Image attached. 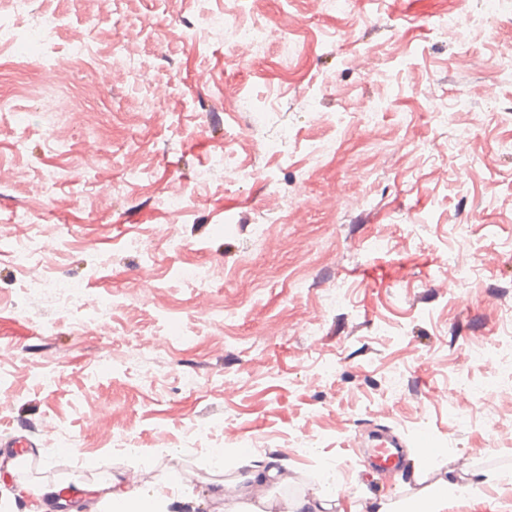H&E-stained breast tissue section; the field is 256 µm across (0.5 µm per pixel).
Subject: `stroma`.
Instances as JSON below:
<instances>
[{
	"mask_svg": "<svg viewBox=\"0 0 512 512\" xmlns=\"http://www.w3.org/2000/svg\"><path fill=\"white\" fill-rule=\"evenodd\" d=\"M466 3L462 46L453 0H0V512L43 483L107 512L93 488L114 475L202 512L318 491L332 512H408L448 480L466 493L442 512L512 507V381L469 356L512 323V14ZM92 13L106 41L67 65ZM239 20L266 27L260 49L235 44ZM226 150L248 179L213 169ZM22 210L33 223H11ZM34 234L56 283L37 295L12 254ZM189 264L210 286L180 279ZM376 428L401 437L402 466L372 468ZM244 455L281 460L288 484L245 494ZM226 481L240 495L210 497Z\"/></svg>",
	"mask_w": 512,
	"mask_h": 512,
	"instance_id": "obj_1",
	"label": "stroma"
}]
</instances>
